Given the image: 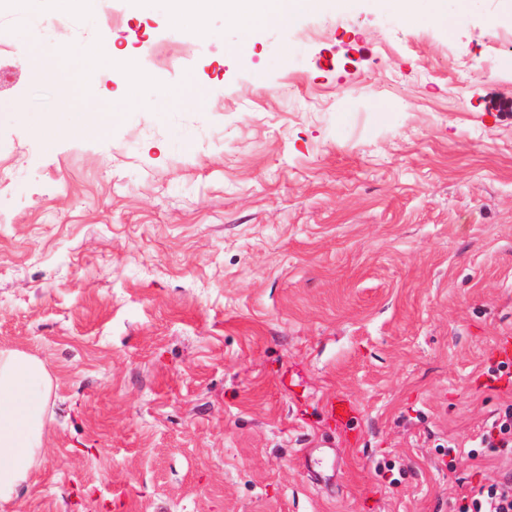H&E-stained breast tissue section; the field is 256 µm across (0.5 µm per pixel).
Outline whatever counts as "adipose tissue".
<instances>
[{
    "mask_svg": "<svg viewBox=\"0 0 512 512\" xmlns=\"http://www.w3.org/2000/svg\"><path fill=\"white\" fill-rule=\"evenodd\" d=\"M400 21L411 24L427 18L453 27L461 23L470 0H458L449 11L447 0H386ZM350 7V0H175L173 17L179 22L199 18L203 11L218 8L235 25L240 38L232 48L238 54L250 47L256 33L274 27L296 26L308 13L328 6ZM37 64L68 86V112L64 132L91 136L104 134L117 121L103 104L84 101L81 70L72 68L60 54L37 53ZM51 380L46 364L20 350L0 349V504L17 500L20 488L40 462L44 437L50 423Z\"/></svg>",
    "mask_w": 512,
    "mask_h": 512,
    "instance_id": "1",
    "label": "adipose tissue"
}]
</instances>
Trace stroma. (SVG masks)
Instances as JSON below:
<instances>
[{"label":"stroma","mask_w":512,"mask_h":512,"mask_svg":"<svg viewBox=\"0 0 512 512\" xmlns=\"http://www.w3.org/2000/svg\"><path fill=\"white\" fill-rule=\"evenodd\" d=\"M378 2L244 56L223 12L192 32L171 0L0 12V347L52 377L0 512H455L512 487V447H472L512 406V22ZM93 44L133 51L136 104L103 84L121 120L46 150L31 118L63 124V89L27 48ZM189 80L206 111L157 108ZM459 6L455 12L448 14L447 0H426V9L421 8L423 0H386L387 6L400 21L411 24L423 18L440 25L454 27L461 23L467 13L470 0H457Z\"/></svg>","instance_id":"35a3bbf8"}]
</instances>
